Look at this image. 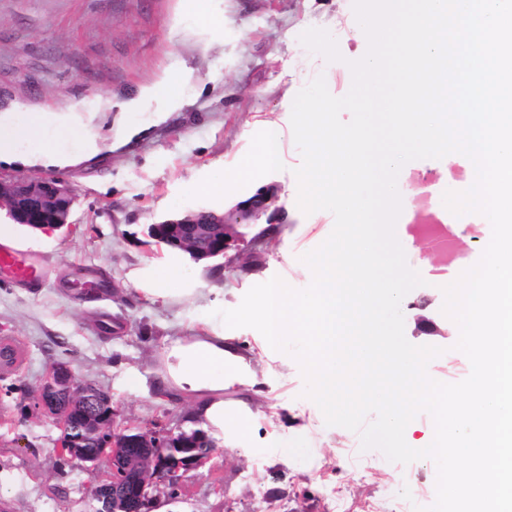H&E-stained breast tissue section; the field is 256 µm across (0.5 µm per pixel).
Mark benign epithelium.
<instances>
[{
    "label": "benign epithelium",
    "instance_id": "1",
    "mask_svg": "<svg viewBox=\"0 0 512 512\" xmlns=\"http://www.w3.org/2000/svg\"><path fill=\"white\" fill-rule=\"evenodd\" d=\"M277 195L270 186L259 187L252 195L237 202L234 211L244 221L267 216V225L276 223L279 208ZM73 203L72 190L59 180L52 178H21L5 181L0 179V209L7 211L14 224L32 229L45 227L61 228L69 224ZM148 235L154 240H165L178 246L187 242L193 246L187 253L195 261L207 260L228 251L236 241L234 225L224 220V215L211 210H198L185 214L180 219L152 224ZM61 389L74 402L90 394L88 384L78 380L63 364L51 365L45 373L34 406L52 416L60 430L58 447L68 456L78 458L68 435L67 412L51 399L53 391ZM89 423L102 428L108 434L102 460L106 462L109 476L95 488V499L100 503L96 512H130L129 505L135 501L139 512H151L155 500L154 491L161 483L173 487L180 478V471H188L205 463L210 454H195L177 457L187 451V434L177 431L137 430L138 436L131 438L132 429L112 428L114 413L102 421L95 420V413L86 411ZM130 448H149L147 462L152 473L138 475L141 463L128 454Z\"/></svg>",
    "mask_w": 512,
    "mask_h": 512
}]
</instances>
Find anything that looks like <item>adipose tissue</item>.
Masks as SVG:
<instances>
[{"instance_id":"adipose-tissue-1","label":"adipose tissue","mask_w":512,"mask_h":512,"mask_svg":"<svg viewBox=\"0 0 512 512\" xmlns=\"http://www.w3.org/2000/svg\"><path fill=\"white\" fill-rule=\"evenodd\" d=\"M161 101L155 119L181 107L184 94L178 69L167 68L161 79L141 87L121 104L124 113L141 114L145 106ZM113 149L111 131L103 130L98 115L73 100L64 110L0 111V167L27 170H64L97 161ZM136 291L165 304H178L194 296L185 285L178 262H154L147 274H132ZM168 388L191 404L197 429L216 443L243 437L248 409L245 403L226 402L224 392L251 383L253 374L244 358L233 353L223 326L202 317L200 330L170 341L161 362Z\"/></svg>"}]
</instances>
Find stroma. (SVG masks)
I'll list each match as a JSON object with an SVG mask.
<instances>
[{
	"instance_id": "1",
	"label": "stroma",
	"mask_w": 512,
	"mask_h": 512,
	"mask_svg": "<svg viewBox=\"0 0 512 512\" xmlns=\"http://www.w3.org/2000/svg\"><path fill=\"white\" fill-rule=\"evenodd\" d=\"M223 37L211 40L199 21L181 18L180 0H0V111L21 103L63 109L84 100L103 127L136 135L87 168L55 172L74 193L71 228L52 238L20 231L14 249L38 260L45 282L25 288L0 277V336H16L26 369L0 372V512H96L97 477L86 463L56 452L59 430L34 406L47 369L66 363L111 398L117 423L189 429L187 401L161 394L164 347L199 327L202 310L240 305L257 284L281 278L300 290L312 281L302 258L331 234L335 218L297 205L295 171L303 161L291 126L295 96L316 78L328 90L351 88V61L367 51L355 37L353 0H214ZM310 28L327 30L341 60L327 61L300 41ZM185 70L182 107L161 122L151 113H122L121 101L171 64ZM112 108L103 110L99 98ZM283 133L278 164L251 179L245 166L265 129ZM438 172L435 194L464 191L465 166L448 158L420 159L398 182L415 211L428 213L433 194L417 193L423 171ZM272 185L283 223L262 232L240 224L238 252L180 264L204 299L177 306L137 294L133 270L170 259L146 235L148 225L188 211H228L257 188ZM460 258L448 262L407 228L398 240L423 285L403 308L415 345L441 348L430 371L456 383L470 373L456 355V336L442 312V289L481 257L485 227L469 222L455 233ZM247 358L255 381L225 392L251 409L244 438L215 447L203 466L160 486L161 512H399L415 496L436 500V472L422 460L389 461L361 447L359 433L330 426L306 397L298 362L265 349L257 330L225 328Z\"/></svg>"
}]
</instances>
